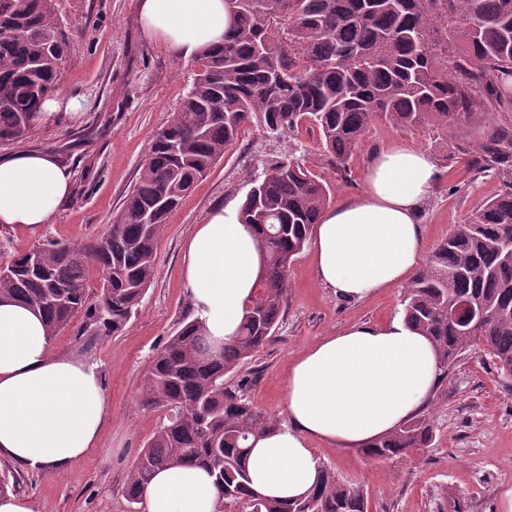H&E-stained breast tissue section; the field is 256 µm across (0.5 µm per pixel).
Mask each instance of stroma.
<instances>
[{"instance_id":"35a3bbf8","label":"stroma","mask_w":512,"mask_h":512,"mask_svg":"<svg viewBox=\"0 0 512 512\" xmlns=\"http://www.w3.org/2000/svg\"><path fill=\"white\" fill-rule=\"evenodd\" d=\"M55 7L70 33L56 93L66 107L42 118L25 145L61 156L72 167L74 184L51 223L35 231L0 228V239L15 251L50 241L86 243L104 234L136 182L153 133L166 124L198 71L195 60H183L144 34L138 0H55ZM491 120L479 112L448 134L374 122L343 173L324 162L315 128L275 137L258 123L246 125L223 160L172 213L158 245L156 278L124 329L93 336L85 333L79 314L51 337L54 352L98 365L108 416L94 447L67 472L11 467L8 478L17 494L29 500L33 512H145L128 503L122 488L139 451L165 420L164 411L140 404L143 374L183 319L195 315L183 276L186 242L212 210L241 205L268 164L300 161L329 183L335 204L362 190L365 171L380 150L396 140L410 142L441 171L421 214L429 254L503 187L498 177L467 165L479 127ZM405 289L399 283L362 300L339 298L316 280L311 253L303 251L288 273L284 314L274 335L226 375L225 384L246 381L257 410L286 423L285 382L294 358L324 336L400 314ZM437 390L431 447L373 460L358 448L314 442L322 466L363 490L368 512H499L501 489L512 485V388L496 378L490 355L476 350L449 368Z\"/></svg>"}]
</instances>
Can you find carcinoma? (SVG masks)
<instances>
[{"instance_id":"cac0c4a2","label":"carcinoma","mask_w":512,"mask_h":512,"mask_svg":"<svg viewBox=\"0 0 512 512\" xmlns=\"http://www.w3.org/2000/svg\"><path fill=\"white\" fill-rule=\"evenodd\" d=\"M241 0L224 41L196 57L200 65L167 125L153 138L137 181L109 231L81 246L51 243L16 252L4 263L0 296L38 310L49 335L79 313L94 336L118 333L155 279L156 249L181 199L224 158L246 124L276 135L310 123L328 162L342 171L376 120L443 133L476 109L512 115V0ZM464 49L448 60V44ZM69 39L54 0H0V142L21 144L59 85ZM471 166L503 181L432 252L409 282L405 321L438 351L439 378L475 346L491 355L498 376L512 379V120L479 133ZM330 187L300 163L277 161L248 192L239 213L263 257L256 293L239 336L215 349L202 323L182 321L156 353L141 405L169 412L141 449L123 489L138 504L151 475L196 464L215 478L222 499L251 512H367L363 491L328 468L306 497L267 499L249 488L248 441L277 427L257 411L246 383L224 376L267 343L282 318L288 269L309 242ZM102 293L86 303L89 270ZM478 304L480 324L454 316ZM435 420L413 417L364 448L392 459L431 445Z\"/></svg>"}]
</instances>
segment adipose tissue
Instances as JSON below:
<instances>
[{
    "label": "adipose tissue",
    "mask_w": 512,
    "mask_h": 512,
    "mask_svg": "<svg viewBox=\"0 0 512 512\" xmlns=\"http://www.w3.org/2000/svg\"><path fill=\"white\" fill-rule=\"evenodd\" d=\"M146 35L189 60L223 42L224 0H139ZM440 177L432 158L400 140L366 170L363 190L322 212L311 242L317 279L337 296L361 300L409 279L423 264V206ZM73 172L54 153L0 157V227L37 230L68 200ZM184 278L211 340L236 339L261 273L256 239L229 205L212 211L187 242ZM438 374L437 352L402 316L319 340L290 366L286 423L251 439L250 489L293 500L316 486L321 465L309 443L344 448L374 442L421 411ZM108 396L95 363L53 352L34 308L0 300V461L63 472L96 443ZM146 512H218L219 492L203 467L155 472Z\"/></svg>",
    "instance_id": "obj_1"
}]
</instances>
